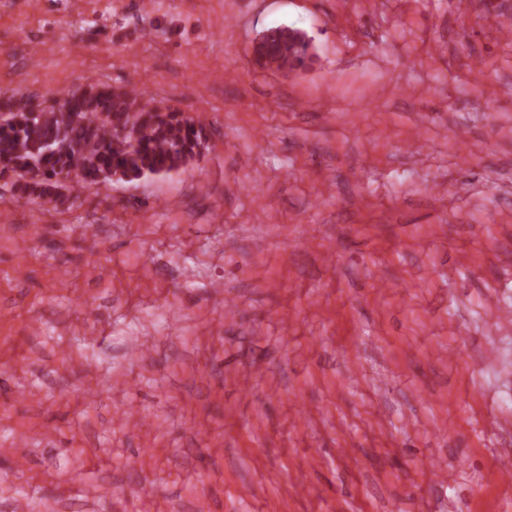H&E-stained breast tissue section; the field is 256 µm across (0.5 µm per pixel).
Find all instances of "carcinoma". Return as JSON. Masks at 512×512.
<instances>
[{"label": "carcinoma", "instance_id": "obj_1", "mask_svg": "<svg viewBox=\"0 0 512 512\" xmlns=\"http://www.w3.org/2000/svg\"><path fill=\"white\" fill-rule=\"evenodd\" d=\"M266 66L296 70L312 61L306 33L277 27L258 46ZM0 164L24 181L20 196L64 205L89 184L169 174L196 156L203 129L134 88H90L48 104L0 99Z\"/></svg>", "mask_w": 512, "mask_h": 512}]
</instances>
